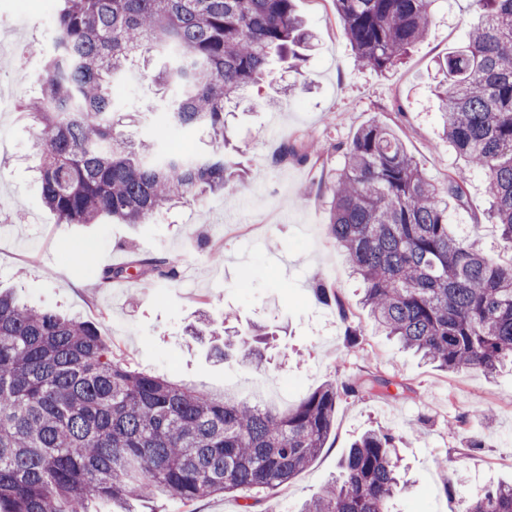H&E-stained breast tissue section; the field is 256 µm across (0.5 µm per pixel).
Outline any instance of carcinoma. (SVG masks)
<instances>
[{
  "instance_id": "1",
  "label": "carcinoma",
  "mask_w": 512,
  "mask_h": 512,
  "mask_svg": "<svg viewBox=\"0 0 512 512\" xmlns=\"http://www.w3.org/2000/svg\"><path fill=\"white\" fill-rule=\"evenodd\" d=\"M434 2L333 0L356 61L377 73L427 37ZM477 2L483 15L465 45L438 61L437 98L446 142L482 175L487 216L512 250V0ZM308 40L295 0H58L39 88L24 105L45 207L65 224H152L173 205L234 186L229 105ZM138 64L171 94L166 127L203 129L202 150L171 153L115 120L111 86ZM336 150L344 164L329 231L377 328L446 371L490 377L512 366V264L449 229L448 205L465 204V181L433 182L378 122ZM323 154L301 137L275 161ZM75 263L105 284L129 276L84 252ZM132 269L152 280L177 275L166 258ZM315 297L344 308L325 283ZM223 356L260 361L236 332H224ZM391 385L377 375L329 382L279 410L134 371L94 324L0 292V512H89L92 500L132 512L137 488L186 504L242 493L252 499L244 512H259L261 494L325 447L342 399L387 395ZM397 445L388 431L362 434L340 478L300 512H391L403 488ZM461 512H512V484L473 493Z\"/></svg>"
}]
</instances>
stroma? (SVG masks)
<instances>
[{"instance_id":"stroma-1","label":"stroma","mask_w":512,"mask_h":512,"mask_svg":"<svg viewBox=\"0 0 512 512\" xmlns=\"http://www.w3.org/2000/svg\"><path fill=\"white\" fill-rule=\"evenodd\" d=\"M44 0H0V19L24 14L15 30L25 45L48 32L39 20ZM312 33L300 69L275 63L260 87L243 91L227 117L234 158L245 182L164 211L152 224H60L44 206L31 149L32 129L18 103L25 88L0 64V290L42 308L94 322L115 357L135 371L207 389L230 391L285 409L328 382L369 371L406 384L376 398L341 400L325 447L288 484L265 494V512H298L339 471L361 434L389 431L409 481L396 512H458L469 492L512 480V372L495 377L447 372L426 364L375 331L359 302L358 281L329 235L331 187L343 157L336 145L378 121L401 139L437 183L464 179L468 205L451 210L453 224L471 223L489 207L482 177L468 170L441 137L435 97L437 62L465 42L479 8L475 0H437L426 39L403 64L379 74L361 68L343 38L331 0H296ZM120 109L160 112L164 106L139 70L123 82ZM309 135L327 147L320 160L281 165L284 142ZM219 247L221 261L210 257ZM98 264L133 257L178 260L176 280L132 277L103 287L64 266L74 249ZM336 287L348 308L316 302V280ZM206 310L214 335L185 331ZM264 327L265 360L246 366L221 360L223 330ZM355 330L356 345L346 343ZM239 494L185 504L165 492L138 498L135 512H244Z\"/></svg>"}]
</instances>
